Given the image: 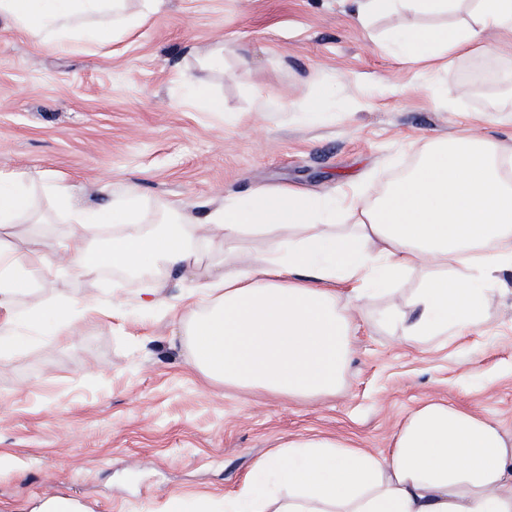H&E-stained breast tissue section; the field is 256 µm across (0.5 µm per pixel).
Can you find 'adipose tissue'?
<instances>
[{"label": "adipose tissue", "mask_w": 512, "mask_h": 512, "mask_svg": "<svg viewBox=\"0 0 512 512\" xmlns=\"http://www.w3.org/2000/svg\"><path fill=\"white\" fill-rule=\"evenodd\" d=\"M112 0H0V16L35 35L67 30L74 9ZM367 22L388 11L439 16L474 8L473 26L423 25L399 33V54L437 64L482 50L486 32L512 35V0H353ZM512 149L461 132L438 144L372 203L345 191L318 197L260 188L212 205L202 219L168 203L146 226L132 193L112 199L121 229L92 250L101 213L71 206L60 241L0 244V332L37 329L16 307L61 271L113 267L161 280L192 272L201 251L249 232L288 230L260 257L225 260L205 283V304L185 295L193 366L209 381L290 399L335 393L373 294L417 275L386 322L423 349L480 328L499 275L512 271ZM224 512H512V439L481 414L430 402L402 422L390 451L373 455L341 439L300 438L259 460L224 499Z\"/></svg>", "instance_id": "1"}]
</instances>
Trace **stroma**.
Listing matches in <instances>:
<instances>
[{
    "instance_id": "1",
    "label": "stroma",
    "mask_w": 512,
    "mask_h": 512,
    "mask_svg": "<svg viewBox=\"0 0 512 512\" xmlns=\"http://www.w3.org/2000/svg\"><path fill=\"white\" fill-rule=\"evenodd\" d=\"M121 15L75 12L74 35L49 44L0 18V178L29 210L0 240L55 241L69 226L51 177L101 210L133 192L147 223L160 203L203 205L258 187L318 196L355 187L364 201L413 167L441 138L468 128L512 146V38L485 35L492 54L428 68L400 59L394 36L423 23L389 12L361 26L351 0H161L150 19L102 44L89 32ZM223 49L224 65L207 56ZM223 115L192 105L195 87ZM325 108L308 105L323 90ZM40 169L49 181H31ZM210 257L167 281L159 306L128 275L65 276L17 300L39 333L11 337L0 356V512L69 498L88 512H160L169 495H225L256 461L300 436L341 438L381 455L406 415L431 400L480 413L512 433V272L480 331L418 350L383 323L373 297L335 394L305 400L207 381L192 366L181 297L198 292ZM118 306L75 338L54 333L59 301Z\"/></svg>"
}]
</instances>
